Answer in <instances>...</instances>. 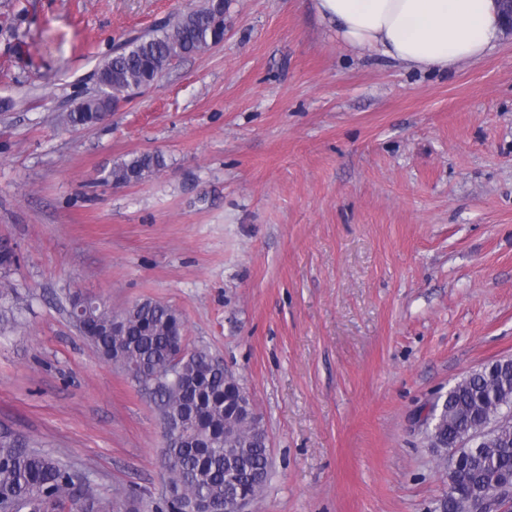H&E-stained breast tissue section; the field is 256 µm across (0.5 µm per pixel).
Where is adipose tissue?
Segmentation results:
<instances>
[{"label":"adipose tissue","mask_w":512,"mask_h":512,"mask_svg":"<svg viewBox=\"0 0 512 512\" xmlns=\"http://www.w3.org/2000/svg\"><path fill=\"white\" fill-rule=\"evenodd\" d=\"M314 7L343 46L420 71L452 72L503 35L497 0H314Z\"/></svg>","instance_id":"adipose-tissue-1"}]
</instances>
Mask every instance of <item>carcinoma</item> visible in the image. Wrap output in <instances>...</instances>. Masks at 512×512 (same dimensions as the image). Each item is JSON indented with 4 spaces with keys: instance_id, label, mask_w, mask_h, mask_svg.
<instances>
[{
    "instance_id": "cac0c4a2",
    "label": "carcinoma",
    "mask_w": 512,
    "mask_h": 512,
    "mask_svg": "<svg viewBox=\"0 0 512 512\" xmlns=\"http://www.w3.org/2000/svg\"><path fill=\"white\" fill-rule=\"evenodd\" d=\"M225 0L187 3L141 36L127 39L97 70L107 87L66 115L73 128L99 123L111 101L149 88L176 61L216 46L224 34ZM166 166L158 152L132 154L112 164L102 182H142ZM79 332L101 356L136 373L165 414L180 416L181 435L164 453V484L170 495L152 512H218L239 496L261 497L270 476V450L263 423L239 411L240 389L203 350L178 357L185 324L174 308L150 299L120 314L95 298L79 303ZM477 370L428 401L425 435L445 472L444 512H464L478 495L512 485V425L501 427L481 448L463 450L448 471V446L488 426L489 414L512 408V361ZM114 512L112 498L97 493L89 475L40 450L22 437L0 435V512Z\"/></svg>"
}]
</instances>
